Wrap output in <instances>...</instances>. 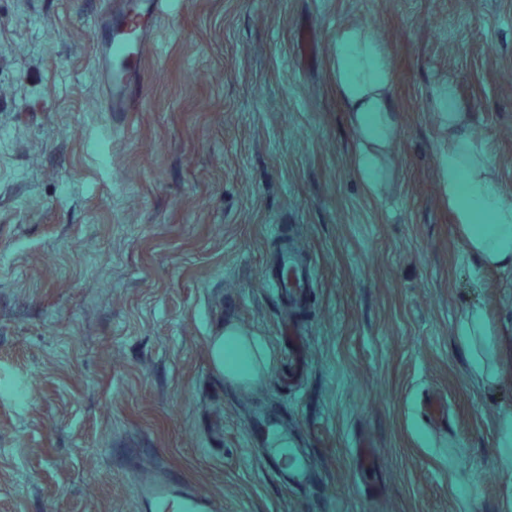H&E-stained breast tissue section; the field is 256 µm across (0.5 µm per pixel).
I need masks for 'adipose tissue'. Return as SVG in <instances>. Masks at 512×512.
Here are the masks:
<instances>
[{
  "instance_id": "ef3b65f1",
  "label": "adipose tissue",
  "mask_w": 512,
  "mask_h": 512,
  "mask_svg": "<svg viewBox=\"0 0 512 512\" xmlns=\"http://www.w3.org/2000/svg\"><path fill=\"white\" fill-rule=\"evenodd\" d=\"M331 59L337 98L363 145L355 166L371 190L379 182L377 158L387 152L398 130L382 37L371 27L343 28L333 41ZM447 118L444 182L448 206L456 214L473 258L488 266L510 264L512 204L499 199L491 160L475 142L467 116L452 108Z\"/></svg>"
}]
</instances>
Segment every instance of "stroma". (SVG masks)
Returning a JSON list of instances; mask_svg holds the SVG:
<instances>
[{
  "mask_svg": "<svg viewBox=\"0 0 512 512\" xmlns=\"http://www.w3.org/2000/svg\"><path fill=\"white\" fill-rule=\"evenodd\" d=\"M106 2L0 0V512H147L162 468L216 512H512V266L463 246L434 105L451 89L512 202V0H186L130 112L95 75ZM349 26L393 72L373 194L330 71ZM282 236L318 269L295 312L262 280ZM261 413L311 490L266 471Z\"/></svg>",
  "mask_w": 512,
  "mask_h": 512,
  "instance_id": "1",
  "label": "stroma"
}]
</instances>
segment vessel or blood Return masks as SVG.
Instances as JSON below:
<instances>
[{"label":"vessel or blood","instance_id":"obj_1","mask_svg":"<svg viewBox=\"0 0 512 512\" xmlns=\"http://www.w3.org/2000/svg\"><path fill=\"white\" fill-rule=\"evenodd\" d=\"M183 0H127L124 9L98 28L97 73L108 90V107L128 112L141 93L143 49L157 20L180 10ZM265 281L289 306H303L318 280L313 262L281 247L263 270ZM267 469L274 476L308 485L312 477L301 462L300 449L272 452ZM138 497L153 512H213L212 501L189 490L176 475L162 471L138 488Z\"/></svg>","mask_w":512,"mask_h":512}]
</instances>
